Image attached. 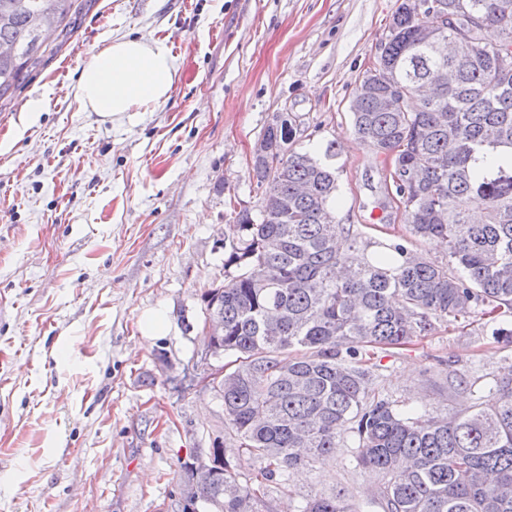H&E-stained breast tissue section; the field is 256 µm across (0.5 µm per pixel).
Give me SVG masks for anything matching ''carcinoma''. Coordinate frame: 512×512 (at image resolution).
<instances>
[{
    "label": "carcinoma",
    "mask_w": 512,
    "mask_h": 512,
    "mask_svg": "<svg viewBox=\"0 0 512 512\" xmlns=\"http://www.w3.org/2000/svg\"><path fill=\"white\" fill-rule=\"evenodd\" d=\"M77 0H0V104L36 67ZM401 0L385 41L350 102L356 139L390 162L393 200L413 237L439 242L435 262L410 240L367 252L337 212L336 147L295 150L278 117L254 156L262 197L236 214L241 236L224 251L238 273L203 296L224 322L218 356L236 368L214 390L227 429L258 466L217 463L198 481L197 512H269L270 484L288 485L353 435L358 465L381 483L383 512H512V373L494 378L465 413L405 410L379 392L363 346L402 345L432 320L512 317V0ZM494 26L495 42L483 31ZM288 349L305 353L280 358ZM472 387L458 368L448 390ZM299 512H365L348 492L314 494Z\"/></svg>",
    "instance_id": "cac0c4a2"
}]
</instances>
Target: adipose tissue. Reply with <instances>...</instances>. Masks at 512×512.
Listing matches in <instances>:
<instances>
[{"mask_svg":"<svg viewBox=\"0 0 512 512\" xmlns=\"http://www.w3.org/2000/svg\"><path fill=\"white\" fill-rule=\"evenodd\" d=\"M177 61L165 41L138 35L115 40L82 69L76 98L85 112L101 121L147 112L171 96Z\"/></svg>","mask_w":512,"mask_h":512,"instance_id":"ef3b65f1","label":"adipose tissue"}]
</instances>
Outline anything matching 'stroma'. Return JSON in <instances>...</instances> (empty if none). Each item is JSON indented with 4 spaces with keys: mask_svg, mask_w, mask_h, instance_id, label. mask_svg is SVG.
<instances>
[{
    "mask_svg": "<svg viewBox=\"0 0 512 512\" xmlns=\"http://www.w3.org/2000/svg\"><path fill=\"white\" fill-rule=\"evenodd\" d=\"M400 0H78L74 23L0 107V512H180L182 460L222 437L224 409L201 387L203 295L236 275L232 214L262 191L254 148L274 117L294 148L336 144L338 214L363 241L408 236L389 201L390 165L354 137V91ZM150 34L179 63L170 98L132 120L80 111L83 67L112 39ZM48 102L30 114V99ZM152 309L166 334L147 342ZM477 316L400 346L371 347L375 385L416 410L462 413L448 364L490 381L512 366ZM379 482L341 447L270 487L271 512Z\"/></svg>",
    "mask_w": 512,
    "mask_h": 512,
    "instance_id": "1",
    "label": "stroma"
}]
</instances>
